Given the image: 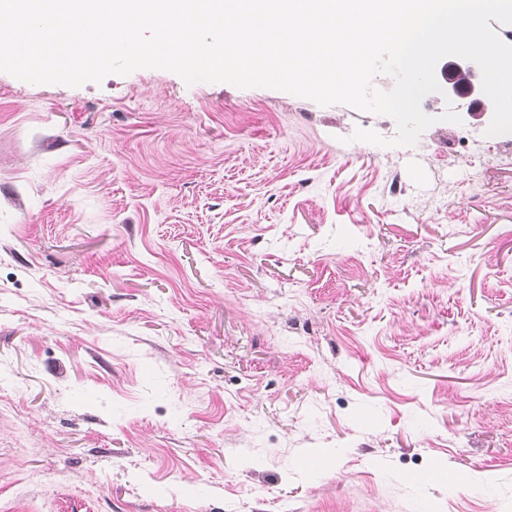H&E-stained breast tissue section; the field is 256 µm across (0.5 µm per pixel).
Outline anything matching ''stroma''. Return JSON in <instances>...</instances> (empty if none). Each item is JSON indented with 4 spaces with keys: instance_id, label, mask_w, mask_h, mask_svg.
I'll use <instances>...</instances> for the list:
<instances>
[{
    "instance_id": "stroma-1",
    "label": "stroma",
    "mask_w": 512,
    "mask_h": 512,
    "mask_svg": "<svg viewBox=\"0 0 512 512\" xmlns=\"http://www.w3.org/2000/svg\"><path fill=\"white\" fill-rule=\"evenodd\" d=\"M396 135L0 72V512H512V133Z\"/></svg>"
}]
</instances>
